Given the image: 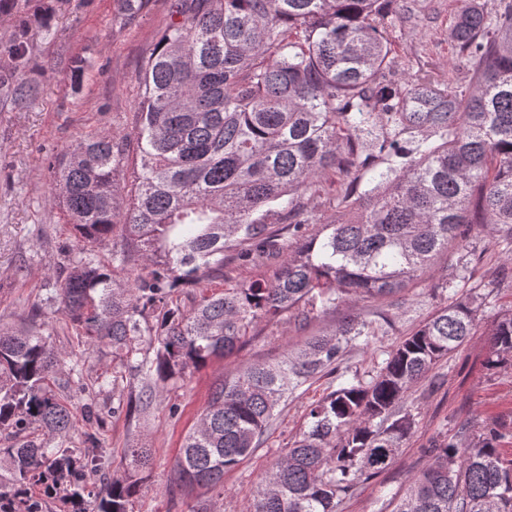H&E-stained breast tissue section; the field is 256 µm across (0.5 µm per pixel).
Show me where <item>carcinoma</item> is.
Segmentation results:
<instances>
[{
  "label": "carcinoma",
  "instance_id": "cac0c4a2",
  "mask_svg": "<svg viewBox=\"0 0 512 512\" xmlns=\"http://www.w3.org/2000/svg\"><path fill=\"white\" fill-rule=\"evenodd\" d=\"M397 0H178L140 64L136 159L120 196L125 144L81 137L54 167L57 199L75 230L58 310L96 353L140 381L135 402L157 395L257 327L288 316L303 329L347 301L400 293L432 261L495 224L512 240V0H461L450 37L472 63L468 88L428 78L390 80L386 37ZM28 42L9 50L22 67ZM16 102L33 89H7ZM359 171L341 215L306 234L301 198L333 172ZM120 229L142 263L126 285L102 252ZM256 264L286 254L272 275L201 294L190 308L175 289L225 279L226 254ZM476 301L436 313L389 352L367 382L339 384L312 405L304 429L260 480L252 512H336L365 476L388 470L415 427L408 391L471 335ZM355 319L276 364L255 362L212 391L177 463L181 480L224 483L260 447L288 393L334 370L344 345L368 336ZM496 366L512 356V312L490 333ZM65 365L48 338L0 332V446L9 489L0 512H130L149 477V448L104 494L90 478L98 448L62 441L77 427L56 385ZM492 428L468 447L438 441L393 512H512V460ZM61 443L52 446L48 438Z\"/></svg>",
  "mask_w": 512,
  "mask_h": 512
}]
</instances>
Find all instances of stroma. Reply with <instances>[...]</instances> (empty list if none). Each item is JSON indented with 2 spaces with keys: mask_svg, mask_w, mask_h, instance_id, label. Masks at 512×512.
Listing matches in <instances>:
<instances>
[{
  "mask_svg": "<svg viewBox=\"0 0 512 512\" xmlns=\"http://www.w3.org/2000/svg\"><path fill=\"white\" fill-rule=\"evenodd\" d=\"M457 10L458 0H400L388 25L396 83L407 86L426 77L466 85L471 65L448 38ZM171 13L172 0H144L133 14L124 0H14L10 10L0 12V66H9L7 50L26 36L28 62L20 73L38 88L36 99L26 105L0 95V328L48 336L68 364L79 365L84 391H61L80 421L67 444L84 447L85 432L95 433L98 447L108 452L107 478L127 474L129 449H151L152 472L131 512H251L261 476L298 436L310 405L340 382L370 379L388 351L441 307L476 300L473 335L408 393L413 436L387 471L358 479L336 506V512H392L408 478L428 464L424 450L432 442L445 439L464 448L487 428L512 424V358L499 368L486 367L489 334L498 317L512 310V244L490 225H471L462 246L439 255L429 271L395 297L343 303L302 331L285 318L261 324L234 355L167 387L144 412L113 411V400L125 401L137 392V378L113 368L111 356L89 353L49 299L76 246L54 199L51 166L84 136L109 133L134 143L140 62ZM352 316L369 324V340L349 343L334 372L289 394L263 445L225 473L223 487L178 479L182 440L217 383L244 364L278 361ZM106 375L116 380L113 393H96L97 379ZM174 404L179 413L171 412Z\"/></svg>",
  "mask_w": 512,
  "mask_h": 512,
  "instance_id": "1",
  "label": "stroma"
}]
</instances>
